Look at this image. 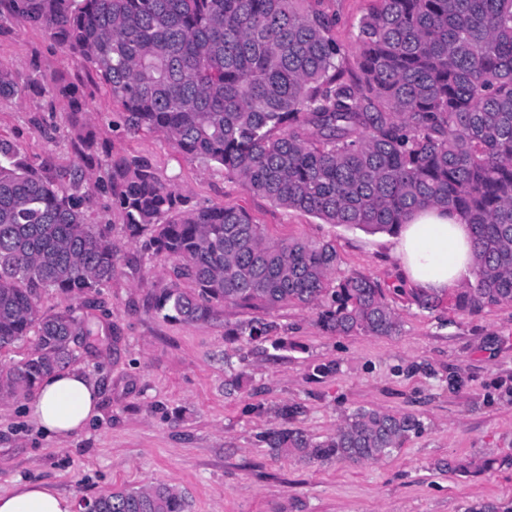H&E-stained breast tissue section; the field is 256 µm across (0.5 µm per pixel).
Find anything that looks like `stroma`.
<instances>
[{
    "label": "stroma",
    "instance_id": "stroma-1",
    "mask_svg": "<svg viewBox=\"0 0 512 512\" xmlns=\"http://www.w3.org/2000/svg\"><path fill=\"white\" fill-rule=\"evenodd\" d=\"M374 0H306L333 21L348 57L357 52L360 20ZM0 67L23 84L58 76L73 85L90 130L114 156L147 158L189 205L245 209L272 240L332 241L340 272L393 289L396 336L324 333L317 311L286 306L271 314L284 350L227 335L251 318L233 307L211 321H165L146 309L151 282L166 265L143 259L108 195L96 196L92 224L112 227L122 256L103 290L115 335L82 349L73 366L100 390L99 414L65 441L46 438L24 413V400L0 403V493L41 481L72 500L114 489L166 483L184 490L190 512H467L482 500L512 507V466L468 478L440 471L449 458L512 457V303L478 315L447 306L419 308L402 295L405 282L390 234L326 224L249 193L221 166L179 154L156 132L129 131L126 114L94 73L44 32L19 24L0 29ZM71 98L33 92L0 97V136L55 169L77 167ZM46 117L42 136L34 121ZM334 364L328 374L315 370ZM298 414L283 419L282 405ZM359 407L412 412L424 423L387 459L308 463L271 455V429H300L316 438L335 432Z\"/></svg>",
    "mask_w": 512,
    "mask_h": 512
}]
</instances>
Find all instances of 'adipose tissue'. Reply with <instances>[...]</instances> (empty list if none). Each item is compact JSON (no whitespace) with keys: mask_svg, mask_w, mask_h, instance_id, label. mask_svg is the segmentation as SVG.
Listing matches in <instances>:
<instances>
[{"mask_svg":"<svg viewBox=\"0 0 512 512\" xmlns=\"http://www.w3.org/2000/svg\"><path fill=\"white\" fill-rule=\"evenodd\" d=\"M404 277L418 290L445 294L474 271L472 234L458 215L440 209L411 215L395 237ZM99 391L83 373L62 371L41 382L28 403L31 419L49 436L64 440L98 414ZM72 501L44 482L17 484L0 494V512H72Z\"/></svg>","mask_w":512,"mask_h":512,"instance_id":"adipose-tissue-1","label":"adipose tissue"}]
</instances>
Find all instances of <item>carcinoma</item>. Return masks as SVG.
<instances>
[{"instance_id":"obj_1","label":"carcinoma","mask_w":512,"mask_h":512,"mask_svg":"<svg viewBox=\"0 0 512 512\" xmlns=\"http://www.w3.org/2000/svg\"><path fill=\"white\" fill-rule=\"evenodd\" d=\"M304 0H0V22L39 28L91 68L126 113L128 129L159 131L183 154L216 163L249 192L327 224L388 233L421 208L469 224L474 282L454 305L477 314L512 303V0H376L360 21L354 64L332 22ZM36 90L75 96L59 78ZM27 92L0 68V96ZM85 168L50 170L0 137V351L33 337L28 357L0 365V400L30 395L100 340L118 251L111 228L89 224L95 191L111 195L131 241L172 261L150 292L156 317L208 322L233 305L320 308L329 334L396 336L386 289L336 277L331 242H270L243 209L190 207L138 156L107 159L106 184H76L98 164L83 113L72 114ZM59 291L77 305L45 314ZM245 320L233 336L276 332ZM423 428L412 413L359 407L316 439L272 429L276 456L360 463L394 454ZM454 459L448 473L493 468ZM97 512H188L169 484L93 499Z\"/></svg>"}]
</instances>
